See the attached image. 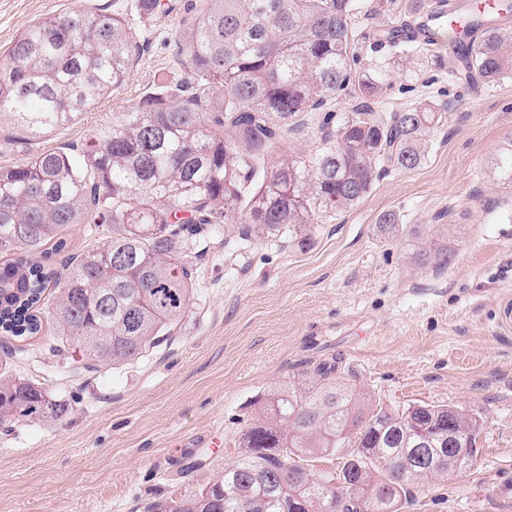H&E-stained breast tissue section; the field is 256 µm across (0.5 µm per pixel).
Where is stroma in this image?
<instances>
[{
    "label": "stroma",
    "instance_id": "1",
    "mask_svg": "<svg viewBox=\"0 0 512 512\" xmlns=\"http://www.w3.org/2000/svg\"><path fill=\"white\" fill-rule=\"evenodd\" d=\"M417 0H356L357 66L391 73L380 108L428 98L448 120L421 167L381 172L352 209L322 217L314 242L287 237L197 258L191 314L171 340L121 369L54 370L51 329L23 346L20 372L71 407L58 421L0 425V512H145L172 491L197 488L234 462V443L259 395L323 363L385 405L445 403L476 418L468 469L433 476L404 512H512V194L487 174L512 141V79L473 95L430 56L415 74L396 70L383 30ZM89 5L123 12L144 44L118 93L70 127L15 142L0 130V165L83 141L109 112L172 75L167 39L180 16H141L136 0H0V54L37 20ZM433 232L453 227V256L417 271L410 242L380 239V214Z\"/></svg>",
    "mask_w": 512,
    "mask_h": 512
}]
</instances>
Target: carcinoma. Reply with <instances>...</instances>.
<instances>
[{
    "label": "carcinoma",
    "mask_w": 512,
    "mask_h": 512,
    "mask_svg": "<svg viewBox=\"0 0 512 512\" xmlns=\"http://www.w3.org/2000/svg\"><path fill=\"white\" fill-rule=\"evenodd\" d=\"M354 0H189L173 41L184 77L94 127L85 140L0 166V334L23 341L48 324L53 356L91 372L119 369L174 334L191 313L189 260L221 235L243 247L284 233L299 248L318 214L356 206L379 171L412 170L433 149L447 113L429 99L400 112L375 103L389 87L376 69L354 71ZM140 43L127 21L75 9L18 33L0 59V125L20 141L71 125L125 83ZM448 73L495 85L512 77V26L489 27ZM362 105L327 108L349 85ZM324 111L321 148L283 149ZM512 187V141L492 158ZM75 224L109 226L108 240L68 252ZM380 236L403 234L379 215ZM417 240L412 263L443 269L451 253ZM62 256L61 269L42 262ZM323 363L257 402L238 459L193 491L146 512H402L420 481L468 467L479 422L448 404L394 409L332 378ZM69 411L37 380L0 361V423L53 422ZM425 441L452 459L409 471ZM343 459L315 475L298 461Z\"/></svg>",
    "instance_id": "obj_1"
}]
</instances>
